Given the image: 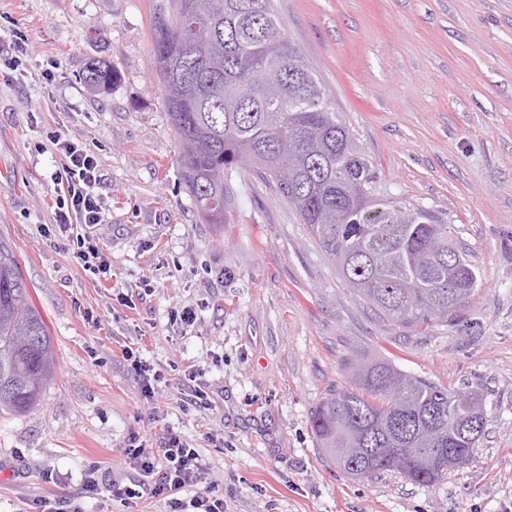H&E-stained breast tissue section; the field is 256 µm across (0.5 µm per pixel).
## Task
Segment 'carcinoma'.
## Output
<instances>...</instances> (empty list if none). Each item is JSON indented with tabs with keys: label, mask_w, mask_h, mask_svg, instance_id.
Returning <instances> with one entry per match:
<instances>
[{
	"label": "carcinoma",
	"mask_w": 512,
	"mask_h": 512,
	"mask_svg": "<svg viewBox=\"0 0 512 512\" xmlns=\"http://www.w3.org/2000/svg\"><path fill=\"white\" fill-rule=\"evenodd\" d=\"M193 0H168L153 22L154 72L180 143L181 176L200 216L231 214L224 169L255 168L294 206L344 282L378 314L422 331L449 325L448 305L471 300L479 272L448 239V225L421 208L370 198L371 162L329 100L319 76L274 9L243 10L247 0H210L185 21ZM84 79L103 90L117 74L91 64ZM297 161L292 184L275 171ZM54 343L30 301L18 262L0 248V413L24 415L53 377ZM355 384L329 394L311 413V430L331 462L359 475L393 472L422 486L448 474L415 463L454 453L473 461L485 434L473 435L477 390L438 386L375 358Z\"/></svg>",
	"instance_id": "1"
}]
</instances>
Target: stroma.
Segmentation results:
<instances>
[{
	"label": "stroma",
	"instance_id": "1",
	"mask_svg": "<svg viewBox=\"0 0 512 512\" xmlns=\"http://www.w3.org/2000/svg\"><path fill=\"white\" fill-rule=\"evenodd\" d=\"M166 0H0L29 37L23 73L0 80V246L13 252L56 350L39 405L0 416V512L71 497L84 512H168L85 489L88 462L134 478L132 435L177 432L198 449L224 512H512V0H274L291 39L369 155L379 202L442 217L480 274L454 325L428 334L379 318L345 285L295 208L256 172L224 171L227 225L202 223L152 68ZM52 83L40 78L49 62ZM118 80L97 93L88 64ZM52 131L99 159L95 234L110 278L85 272L53 222ZM151 283L127 307L118 294ZM190 307L195 321L171 319ZM100 316L91 328L85 311ZM160 375L138 402L123 347ZM455 388H481L488 423L469 465L432 487L352 479L324 456L310 416L369 356ZM209 410L184 411L186 370Z\"/></svg>",
	"mask_w": 512,
	"mask_h": 512
}]
</instances>
